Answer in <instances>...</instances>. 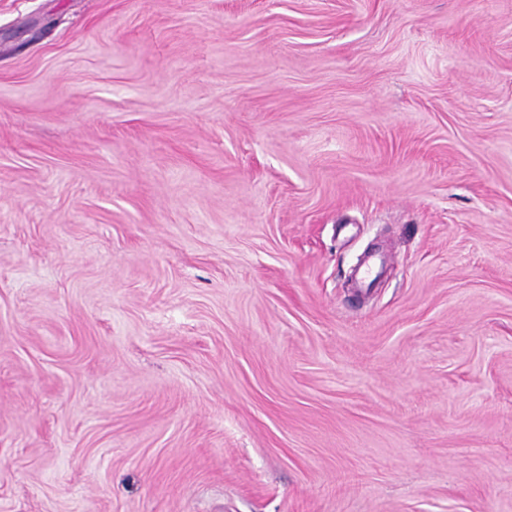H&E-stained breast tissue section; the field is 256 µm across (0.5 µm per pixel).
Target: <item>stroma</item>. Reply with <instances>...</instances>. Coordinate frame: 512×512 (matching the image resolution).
<instances>
[{"label":"stroma","instance_id":"obj_1","mask_svg":"<svg viewBox=\"0 0 512 512\" xmlns=\"http://www.w3.org/2000/svg\"><path fill=\"white\" fill-rule=\"evenodd\" d=\"M0 512H512V0H0Z\"/></svg>","mask_w":512,"mask_h":512}]
</instances>
